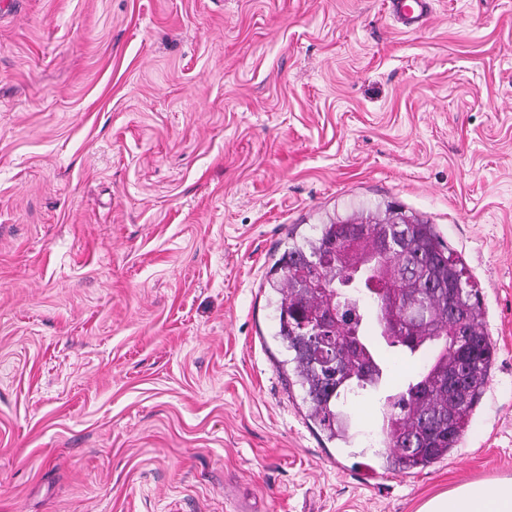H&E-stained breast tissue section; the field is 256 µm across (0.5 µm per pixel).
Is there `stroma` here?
Returning a JSON list of instances; mask_svg holds the SVG:
<instances>
[{"label": "stroma", "mask_w": 512, "mask_h": 512, "mask_svg": "<svg viewBox=\"0 0 512 512\" xmlns=\"http://www.w3.org/2000/svg\"><path fill=\"white\" fill-rule=\"evenodd\" d=\"M0 8V512H417L512 481V0ZM435 224L496 360L415 474L307 413L268 271L332 218ZM393 15L405 28L415 29L430 11L429 0H391Z\"/></svg>", "instance_id": "1"}]
</instances>
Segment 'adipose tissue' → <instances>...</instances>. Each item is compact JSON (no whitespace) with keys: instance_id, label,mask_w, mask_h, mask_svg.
Masks as SVG:
<instances>
[{"instance_id":"ef3b65f1","label":"adipose tissue","mask_w":512,"mask_h":512,"mask_svg":"<svg viewBox=\"0 0 512 512\" xmlns=\"http://www.w3.org/2000/svg\"><path fill=\"white\" fill-rule=\"evenodd\" d=\"M418 512H512V488L465 483L429 498Z\"/></svg>"}]
</instances>
